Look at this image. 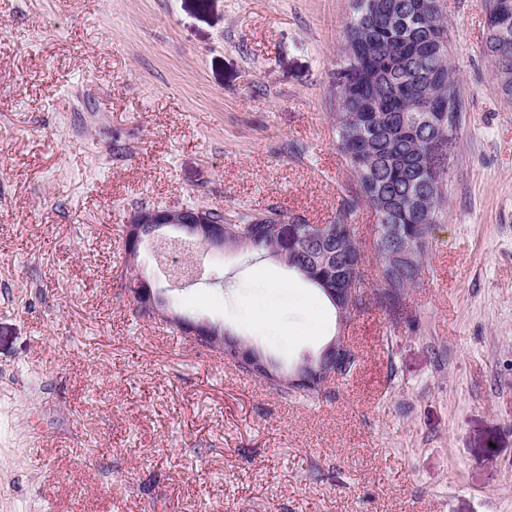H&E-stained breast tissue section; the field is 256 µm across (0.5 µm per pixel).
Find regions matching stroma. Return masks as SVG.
I'll return each mask as SVG.
<instances>
[{
    "mask_svg": "<svg viewBox=\"0 0 512 512\" xmlns=\"http://www.w3.org/2000/svg\"><path fill=\"white\" fill-rule=\"evenodd\" d=\"M461 85L445 205L354 373L285 397L125 290L143 206L332 220L353 0H0V512H512V101L486 0H443ZM181 313L286 363L334 308L269 258L198 253Z\"/></svg>",
    "mask_w": 512,
    "mask_h": 512,
    "instance_id": "stroma-1",
    "label": "stroma"
}]
</instances>
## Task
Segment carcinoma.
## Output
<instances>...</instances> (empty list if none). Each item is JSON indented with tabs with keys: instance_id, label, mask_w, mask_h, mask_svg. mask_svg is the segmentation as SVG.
Segmentation results:
<instances>
[{
	"instance_id": "cac0c4a2",
	"label": "carcinoma",
	"mask_w": 512,
	"mask_h": 512,
	"mask_svg": "<svg viewBox=\"0 0 512 512\" xmlns=\"http://www.w3.org/2000/svg\"><path fill=\"white\" fill-rule=\"evenodd\" d=\"M504 0H488V36L483 48L498 73V95L512 101V9L501 14ZM344 66L336 80L337 147L356 178L355 194L345 200L323 233L302 236L293 249L283 246L280 224L301 217L271 206L257 213L213 212L224 225L233 249L276 258L300 280L320 292L358 288L368 257L358 240L352 216L359 203L374 212L387 231L392 250L409 249L416 265L380 297L394 307L402 293L415 287L428 258L430 225L440 223L448 153L456 138L461 88L452 65L448 22L434 0H354V14L344 29ZM440 139L443 153L431 143ZM161 240L141 255L126 241L141 281L148 268L161 263ZM249 374L281 395L313 398L320 389L296 388L288 379L271 381L262 372Z\"/></svg>"
}]
</instances>
